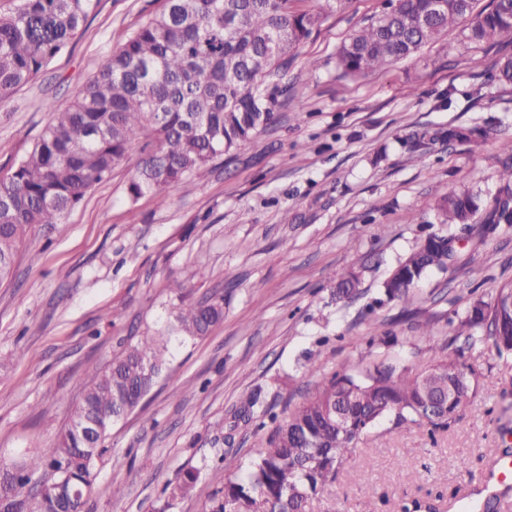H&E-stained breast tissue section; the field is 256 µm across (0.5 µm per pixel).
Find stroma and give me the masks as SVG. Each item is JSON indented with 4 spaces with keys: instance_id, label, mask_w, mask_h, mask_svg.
<instances>
[{
    "instance_id": "35a3bbf8",
    "label": "stroma",
    "mask_w": 512,
    "mask_h": 512,
    "mask_svg": "<svg viewBox=\"0 0 512 512\" xmlns=\"http://www.w3.org/2000/svg\"><path fill=\"white\" fill-rule=\"evenodd\" d=\"M381 3L345 0L331 13L288 67L300 98L283 101L275 122L233 158L169 189L166 203L150 194L130 200L123 163L65 223L33 228L12 277L0 282V463L48 455L90 378L140 337L163 335L167 369L113 424L85 512L163 504L205 512L254 451L257 423L239 416L249 393L287 415L312 381L305 362L329 376L366 351L381 353L365 342L384 331L406 352L418 322L447 336L454 312L512 280V233L490 235L476 250L464 232L469 263L455 278L428 273L413 302L365 311L433 222L436 198L467 186L488 205L500 188L496 142L417 149L409 131L492 114L512 136V88L494 69L512 45L474 48L454 27L413 58L339 78L338 47ZM160 5L98 0L81 33L0 103V178L45 129L46 103L66 107ZM352 266L364 269L365 298L332 300L331 284ZM175 280L183 290L172 289ZM210 296L223 298V321L199 337L173 331L179 309ZM465 359L482 385L449 429L372 430L311 512H401L415 500L478 512L492 494L512 498V477L489 476L512 448V372L478 347ZM188 470L197 474L192 492L166 500V482ZM456 491L462 499L452 508Z\"/></svg>"
}]
</instances>
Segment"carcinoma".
<instances>
[{"mask_svg": "<svg viewBox=\"0 0 512 512\" xmlns=\"http://www.w3.org/2000/svg\"><path fill=\"white\" fill-rule=\"evenodd\" d=\"M394 0L384 17L369 18L338 51L342 79L357 78L417 54L448 28L463 22V41L512 43V0ZM339 0H314L297 10L292 0H164L163 8L134 29L114 50L78 96L52 119L35 143L0 180V281L10 278L19 245L31 228L62 224L112 169L128 162V197L152 194L165 202L166 190L203 177L211 163L231 156L274 122L280 90L275 78L321 25ZM94 0H19L0 13V102L30 82L78 34ZM499 82L512 86V56L496 62ZM501 125L490 114L448 130L418 128L413 146L437 140L479 146ZM508 155L502 185L492 208L480 215L479 198L468 188L435 201L440 228L421 239L383 281L381 306L409 301L428 270L455 273L456 237L448 229L472 231L480 222L491 231L512 228V138L501 141ZM360 272L349 269L334 282L333 297L350 302L364 295ZM224 318V300L192 304L175 316V330L203 336ZM454 336L425 367L416 353L381 358L373 352L315 383L302 400L279 417L266 408L271 426L259 438L247 468L224 481L209 512H307L309 503L335 486L352 449L381 422L393 428L427 424L447 429L477 396L482 374L453 347L493 351L499 366L512 369V282L494 289L487 301L472 302L448 319ZM167 346L161 336H143L129 345L85 387L70 425L48 458L0 466L5 508L48 512L55 481L70 471L80 490L92 486L95 462L106 436L84 439L73 424L83 419L117 422L134 411L162 373ZM187 471L166 483L174 500L194 487ZM482 512H512L506 495L493 494Z\"/></svg>", "mask_w": 512, "mask_h": 512, "instance_id": "carcinoma-1", "label": "carcinoma"}]
</instances>
